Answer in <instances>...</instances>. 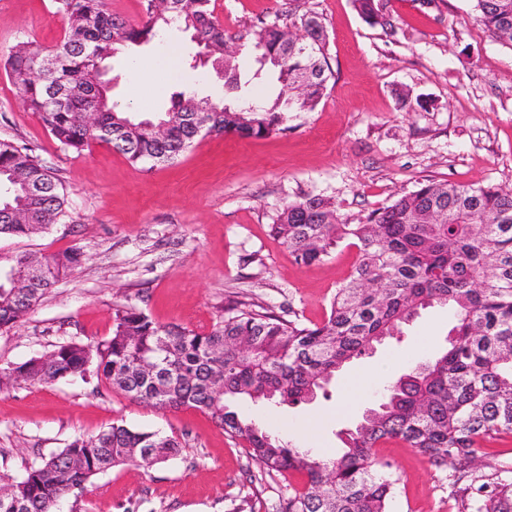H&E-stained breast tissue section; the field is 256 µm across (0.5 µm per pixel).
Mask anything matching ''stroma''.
<instances>
[{
  "instance_id": "35a3bbf8",
  "label": "stroma",
  "mask_w": 512,
  "mask_h": 512,
  "mask_svg": "<svg viewBox=\"0 0 512 512\" xmlns=\"http://www.w3.org/2000/svg\"><path fill=\"white\" fill-rule=\"evenodd\" d=\"M323 18L335 77L315 111L295 113L293 128L263 139L198 140L174 163L151 168L107 145L61 150L0 67V139L31 147L68 193V216L50 232L0 237V266L21 253L80 248L85 261L24 321L0 331V367L24 362L71 337L98 341L112 331V307L130 304L155 322L190 328L222 320L231 300L253 302L287 319L321 322L358 260L343 242L321 263L300 265L270 234L288 203L330 200L356 224L426 179L512 188V46L493 41L472 0H379L394 33L369 25L353 0H309ZM287 0H215L231 34L252 35L287 11ZM67 21L52 0H0V60L33 40L56 48ZM199 50L190 33L119 51L106 75L113 104H125L137 79L133 62L175 66L140 104L162 112L171 92L224 98L211 66L190 68ZM446 309L421 312L400 336L352 361L327 395L291 407L243 405L269 431L322 456L357 423L383 388L446 343ZM384 368L355 401L350 376ZM175 432L178 456L152 466H120L96 478L80 502L60 512H273L298 474L266 472L206 415L160 411L75 378L0 389V476H21L38 455L96 434L113 421ZM398 484L390 512H455L446 471L405 444L378 450Z\"/></svg>"
}]
</instances>
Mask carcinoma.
I'll list each match as a JSON object with an SVG mask.
<instances>
[{
	"label": "carcinoma",
	"mask_w": 512,
	"mask_h": 512,
	"mask_svg": "<svg viewBox=\"0 0 512 512\" xmlns=\"http://www.w3.org/2000/svg\"><path fill=\"white\" fill-rule=\"evenodd\" d=\"M290 2L288 24H262L252 44L255 54L268 56L280 85L277 97L256 112L174 91L166 111L138 117L116 109L96 83L106 60L161 39L173 17L224 67L227 88H241L236 64L224 54L235 37L225 32L211 0H144L141 23L113 11L112 0H53L55 13L68 20L60 44L46 53L25 42L4 66L61 149L80 152L99 142L133 163H172L194 146L201 124L214 135L266 138L288 131L290 113L319 105L334 77L326 27L302 0ZM472 2L489 37L512 45V0ZM354 4L370 24L392 27L375 0ZM85 112L97 114L95 128L83 125ZM159 125L165 126L161 136L154 131ZM2 186L0 236L28 237L67 216L64 188L51 169L31 149L7 140H0ZM271 233L306 266L322 262L344 240L358 249V262L321 323L237 303L211 328L197 330L160 324L135 306L117 304L110 336L93 344L72 338L0 368V386L93 376L160 410L196 409L268 471L305 477L278 512H388L396 479L377 448L391 439L448 470L457 512H512V476L479 464L483 442L512 433V189L427 180L359 224L339 221L331 202L307 198L286 205ZM82 260L72 247L51 256L21 254L0 268V330L20 324ZM434 306L454 315L445 349L387 385L379 403L340 432L338 455L295 446L235 409L241 401H312L344 366ZM179 448L173 433L116 421L1 483L8 495L0 496V512H57L63 499L81 498L112 468L151 466Z\"/></svg>",
	"instance_id": "cac0c4a2"
}]
</instances>
